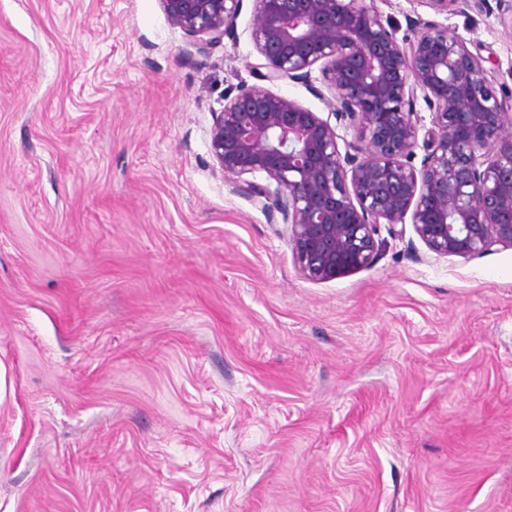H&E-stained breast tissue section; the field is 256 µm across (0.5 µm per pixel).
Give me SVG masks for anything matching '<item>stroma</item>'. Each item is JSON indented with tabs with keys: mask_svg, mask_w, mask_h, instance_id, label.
Here are the masks:
<instances>
[{
	"mask_svg": "<svg viewBox=\"0 0 512 512\" xmlns=\"http://www.w3.org/2000/svg\"><path fill=\"white\" fill-rule=\"evenodd\" d=\"M253 6L200 53L160 0H0V512H512V248L303 279L210 153ZM377 6L512 94L497 8Z\"/></svg>",
	"mask_w": 512,
	"mask_h": 512,
	"instance_id": "stroma-1",
	"label": "stroma"
}]
</instances>
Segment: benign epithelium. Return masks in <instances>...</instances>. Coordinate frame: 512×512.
<instances>
[{
  "instance_id": "obj_1",
  "label": "benign epithelium",
  "mask_w": 512,
  "mask_h": 512,
  "mask_svg": "<svg viewBox=\"0 0 512 512\" xmlns=\"http://www.w3.org/2000/svg\"><path fill=\"white\" fill-rule=\"evenodd\" d=\"M375 2L254 0L259 77L321 97L319 67L332 114L354 131L345 150L328 120L267 88L227 92L213 116L211 153L231 192L281 215L295 265L314 283L371 267L383 224L394 237L411 224L438 257L512 248V99L448 28L426 24L401 42ZM161 4L202 52L235 32L242 0ZM418 89L433 110L421 140L408 109ZM258 173L270 183L251 180Z\"/></svg>"
}]
</instances>
